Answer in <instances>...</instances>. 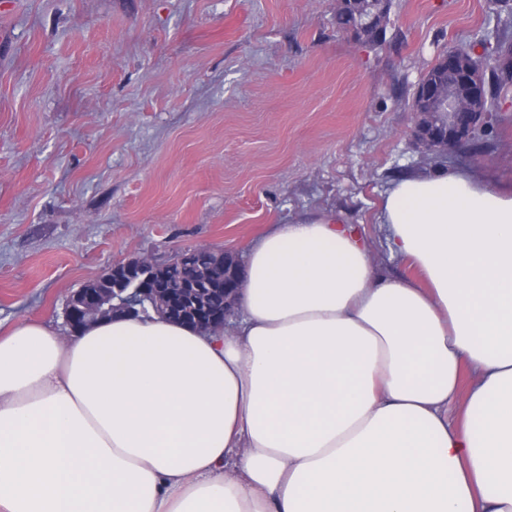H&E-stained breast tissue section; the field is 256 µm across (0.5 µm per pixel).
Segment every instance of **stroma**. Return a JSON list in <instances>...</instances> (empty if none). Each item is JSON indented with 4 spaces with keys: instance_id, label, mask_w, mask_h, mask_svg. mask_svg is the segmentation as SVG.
<instances>
[{
    "instance_id": "obj_1",
    "label": "stroma",
    "mask_w": 512,
    "mask_h": 512,
    "mask_svg": "<svg viewBox=\"0 0 512 512\" xmlns=\"http://www.w3.org/2000/svg\"><path fill=\"white\" fill-rule=\"evenodd\" d=\"M334 0H0V326L65 327L113 262L245 256L270 225L343 215L375 264L399 177L512 178V88L478 145L437 159L410 104L444 50L494 31L489 0H393L388 42Z\"/></svg>"
}]
</instances>
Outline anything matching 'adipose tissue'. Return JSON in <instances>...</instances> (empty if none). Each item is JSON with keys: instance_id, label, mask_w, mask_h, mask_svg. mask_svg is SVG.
Segmentation results:
<instances>
[{"instance_id": "obj_1", "label": "adipose tissue", "mask_w": 512, "mask_h": 512, "mask_svg": "<svg viewBox=\"0 0 512 512\" xmlns=\"http://www.w3.org/2000/svg\"><path fill=\"white\" fill-rule=\"evenodd\" d=\"M250 246L234 318L0 333V512H512V184L438 169Z\"/></svg>"}]
</instances>
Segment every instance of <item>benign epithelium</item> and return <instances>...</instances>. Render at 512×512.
I'll list each match as a JSON object with an SVG mask.
<instances>
[{"label": "benign epithelium", "instance_id": "obj_1", "mask_svg": "<svg viewBox=\"0 0 512 512\" xmlns=\"http://www.w3.org/2000/svg\"><path fill=\"white\" fill-rule=\"evenodd\" d=\"M386 0H336V6L354 11L356 23L347 32L355 38L370 27L382 32L386 24ZM440 70L448 75L441 85L432 80L418 83L413 97L414 110L424 108L441 116L437 125L429 128L415 126V138L425 149L444 154L450 148L470 142L477 132L485 128L491 113L485 111L486 63L467 59L456 49L450 48L439 60ZM493 69L502 80L512 84V44L505 43L495 51ZM158 263L150 259L131 260L112 265V275L121 287L112 289V315L135 314L144 304L157 301L162 289L148 287L155 282L153 272ZM238 259L224 260V276L218 282L217 291L234 304L239 288ZM209 288H195L188 298H173L169 302L167 318L182 321L183 307L193 304L192 324L200 329L225 325L232 309H213L205 300Z\"/></svg>", "mask_w": 512, "mask_h": 512}]
</instances>
